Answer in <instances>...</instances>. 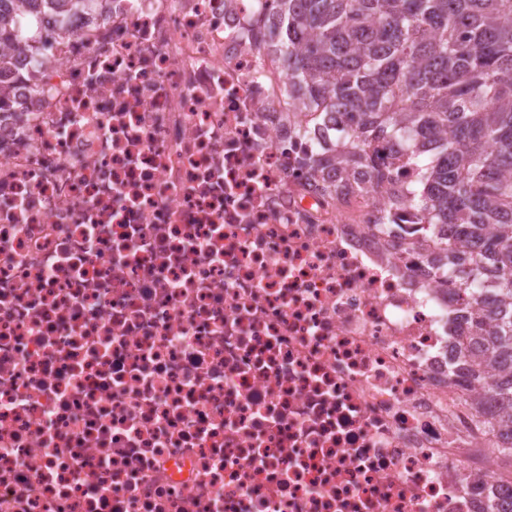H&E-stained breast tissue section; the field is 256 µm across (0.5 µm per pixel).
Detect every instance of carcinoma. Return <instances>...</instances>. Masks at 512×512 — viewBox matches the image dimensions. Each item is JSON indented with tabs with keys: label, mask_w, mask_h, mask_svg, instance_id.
Masks as SVG:
<instances>
[{
	"label": "carcinoma",
	"mask_w": 512,
	"mask_h": 512,
	"mask_svg": "<svg viewBox=\"0 0 512 512\" xmlns=\"http://www.w3.org/2000/svg\"><path fill=\"white\" fill-rule=\"evenodd\" d=\"M14 2L0 0V44L48 50ZM25 2L32 14L100 5ZM256 2L288 120L306 134L330 113L342 119L344 148L325 144L308 164L336 170L338 192H382L384 233L395 211H415L416 241L434 240V263L477 309L467 341L483 347L497 403L480 426L512 458V0Z\"/></svg>",
	"instance_id": "obj_1"
}]
</instances>
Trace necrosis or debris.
<instances>
[{
	"instance_id": "obj_1",
	"label": "necrosis or debris",
	"mask_w": 512,
	"mask_h": 512,
	"mask_svg": "<svg viewBox=\"0 0 512 512\" xmlns=\"http://www.w3.org/2000/svg\"><path fill=\"white\" fill-rule=\"evenodd\" d=\"M255 11L0 45V512H512L469 309L309 167Z\"/></svg>"
}]
</instances>
